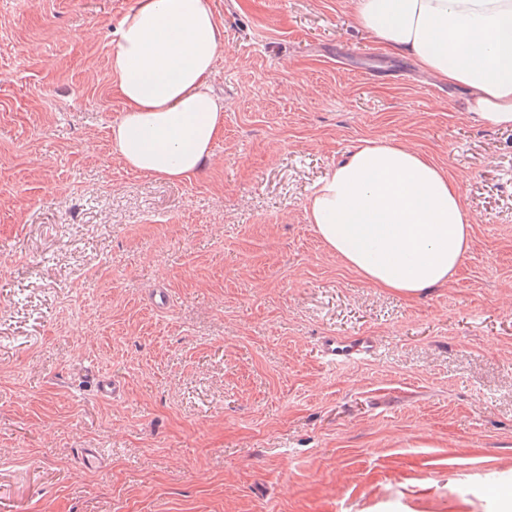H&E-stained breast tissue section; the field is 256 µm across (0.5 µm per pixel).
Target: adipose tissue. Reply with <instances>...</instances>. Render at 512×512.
<instances>
[{"label": "adipose tissue", "instance_id": "adipose-tissue-1", "mask_svg": "<svg viewBox=\"0 0 512 512\" xmlns=\"http://www.w3.org/2000/svg\"><path fill=\"white\" fill-rule=\"evenodd\" d=\"M351 18L385 51L460 88L466 110L512 127V0H350ZM223 40L211 0H136L111 71L124 109L112 145L130 169L170 181L201 170L223 133L211 86ZM309 223L377 288L413 296L445 284L470 247L456 182L419 152L367 140L314 186Z\"/></svg>", "mask_w": 512, "mask_h": 512}]
</instances>
